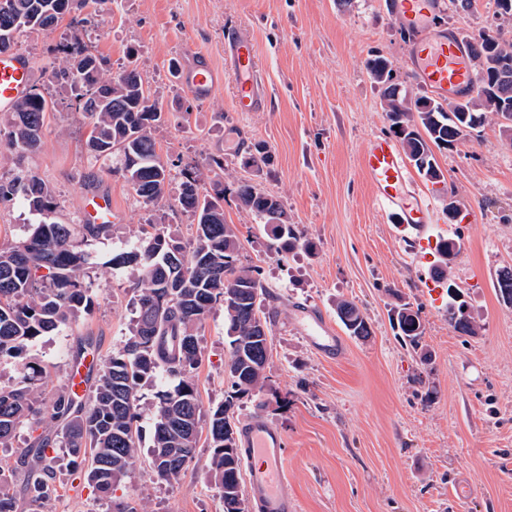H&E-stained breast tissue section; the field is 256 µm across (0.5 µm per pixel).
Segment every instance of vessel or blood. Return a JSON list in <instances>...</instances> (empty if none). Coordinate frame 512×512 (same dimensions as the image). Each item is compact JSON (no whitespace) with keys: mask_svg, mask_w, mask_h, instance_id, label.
Segmentation results:
<instances>
[{"mask_svg":"<svg viewBox=\"0 0 512 512\" xmlns=\"http://www.w3.org/2000/svg\"><path fill=\"white\" fill-rule=\"evenodd\" d=\"M392 10L412 33L408 61L416 78L440 99L461 98L478 89L466 47L452 29L435 30L434 20L442 10V0H393ZM232 79L236 111L261 112L269 103L257 64L254 42L240 31L224 36V68L216 70L195 49H188L187 61L179 73L185 91L194 99L207 101ZM31 86V70L26 57L15 50L0 52V110H7ZM358 167L365 176L374 202L398 218V231L416 230L413 253L428 262L436 238L430 229L436 221L432 202L414 186L398 145L388 137L369 138L359 152ZM114 218L112 194L104 187L85 192L80 220L86 224H108ZM324 358H335L343 343L334 325L316 308L299 310L292 323ZM240 446L248 464L246 501L249 512H299L296 498L285 477L286 439L283 432L263 417H250L240 429Z\"/></svg>","mask_w":512,"mask_h":512,"instance_id":"obj_1","label":"vessel or blood"}]
</instances>
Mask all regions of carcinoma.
Listing matches in <instances>:
<instances>
[{
  "instance_id": "carcinoma-1",
  "label": "carcinoma",
  "mask_w": 512,
  "mask_h": 512,
  "mask_svg": "<svg viewBox=\"0 0 512 512\" xmlns=\"http://www.w3.org/2000/svg\"><path fill=\"white\" fill-rule=\"evenodd\" d=\"M70 0H0V51L13 50L25 30H50L71 16V34L53 48L56 63L49 83L69 86L70 109L87 116L91 129L87 144L97 159L118 158L119 167L135 196L152 204L165 195L171 171L158 153L153 130L164 121L162 102L146 87L142 73L128 65L118 74L83 41L91 22L107 0H80L93 5L82 18L72 15ZM475 70L476 95L439 101L415 99L394 81L391 62L373 56L366 68L382 85L383 109L393 134L410 163L427 181L441 174L432 164L431 146L463 144L493 114L512 131V83L501 87L498 76L512 75V42L488 28L469 37ZM56 103L45 89L33 85L0 119V138L18 157L35 151L42 140L47 113ZM224 170V158L211 156L205 166H185L176 197L177 207L193 216V246L157 231L141 236L130 250L110 259L112 265L133 266L139 294L130 336L116 352L90 368L91 393L75 400L68 389L52 395L41 389L46 369L26 360L29 345L89 314L94 306L86 281L90 247L112 231L110 224H61L55 220L58 203L52 188L27 169L0 183V199L17 196L41 216L20 241L0 247V364L23 360L19 376L0 386V444L14 432L29 430L24 453V492L39 508L55 492L56 471L48 451L63 448L75 467L85 466L84 478L104 499L129 477L140 450L139 420L151 410L154 430L151 468L158 479L178 480L195 459L202 425H207L211 448L209 471L218 490L241 474L243 460L236 444L237 430L226 413L233 400L264 386L270 340L255 341L256 324L268 325L260 315L267 295L259 271L239 264L241 243L233 225L224 221V183L210 178ZM237 197L243 207L270 228L278 253L301 246L314 249L288 223L280 200L255 185L241 183ZM458 241L441 239L437 254L438 278L448 275V250ZM224 306V327L230 347L226 363L232 395L224 403L203 409L191 374L201 363L198 336L206 314ZM448 323L461 334H477L464 303L449 298ZM336 313L349 335L366 339L371 326L348 300L336 303ZM390 322L402 344L422 348L425 327L420 312L408 303L392 309ZM155 390L154 399L141 404V391ZM17 468L0 467V512H18L10 492Z\"/></svg>"
}]
</instances>
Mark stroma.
Segmentation results:
<instances>
[{"instance_id": "obj_1", "label": "stroma", "mask_w": 512, "mask_h": 512, "mask_svg": "<svg viewBox=\"0 0 512 512\" xmlns=\"http://www.w3.org/2000/svg\"><path fill=\"white\" fill-rule=\"evenodd\" d=\"M387 2L110 0L89 40L111 72L136 63L162 99L166 119L154 137L172 171L212 155L224 158V219L237 230L241 263L260 271L268 292L262 309L271 317L265 385L235 400L230 413L238 424L262 413L285 434L286 476L299 512H448L453 500L457 512H512V304L494 288L499 271L512 268V137L488 121L465 144L435 151L442 184L413 177L436 207L434 233L461 242L450 279L479 327L477 335L464 336L423 286L433 264L415 261L358 169L366 140L390 133L366 60L386 57L399 82L415 95L426 92L410 72L402 24ZM495 9L494 0H476L472 11H446L444 21L471 35L488 26ZM498 21L502 36L512 40V18ZM236 28L256 45L270 95L266 111H235L229 81L208 101L194 102L170 69L183 63L189 46L223 68L224 36ZM69 31L63 22L19 35L32 83L48 86L57 109L47 115L41 147L25 160L0 143V179L10 180L21 167L34 171L53 189L60 223H78L83 194L98 183L111 187L117 214L111 236L94 247L92 312L28 348V357L48 368L49 392L64 386L78 337H94L106 356L129 335L136 273L112 265L111 257L150 226L185 246L195 234L192 217L176 205L175 188L143 204L122 175L91 159L88 119L67 110L69 87L47 83L49 50ZM257 143L271 153L260 172L241 164ZM244 181L278 197L313 250L275 252L264 225L235 194ZM452 198L460 207L453 221L447 211ZM39 220L22 198L0 203V246L24 238ZM340 299L367 317L368 340L338 325ZM400 302L421 312L423 353L403 346L390 325V311ZM301 304L336 323L343 341L336 359L323 358L291 330ZM199 342L202 362L191 379L209 408L231 393L222 306L206 317ZM152 424L151 415H143L138 458L111 501L98 500L70 473L68 457L59 456L56 492L44 512H108L114 502L148 512H224L209 479L207 441H200L185 474L167 484L150 466Z\"/></svg>"}]
</instances>
